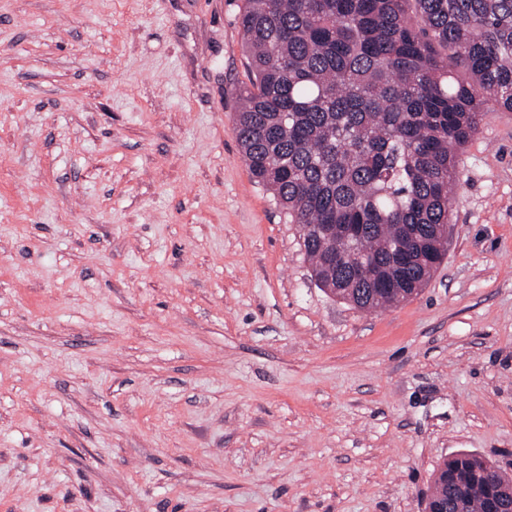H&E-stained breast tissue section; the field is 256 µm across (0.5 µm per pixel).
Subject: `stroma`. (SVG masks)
<instances>
[{
  "mask_svg": "<svg viewBox=\"0 0 512 512\" xmlns=\"http://www.w3.org/2000/svg\"><path fill=\"white\" fill-rule=\"evenodd\" d=\"M244 0H0V512H422L512 475V112L446 259L328 296L234 133ZM490 471L496 480L489 483ZM512 478L492 462L470 453H456L444 460L433 477L431 495L448 499V506L435 503L430 496L424 512H512ZM507 499L508 507H499ZM494 509V510H492Z\"/></svg>",
  "mask_w": 512,
  "mask_h": 512,
  "instance_id": "1",
  "label": "stroma"
}]
</instances>
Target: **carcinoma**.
Wrapping results in <instances>:
<instances>
[{
    "label": "carcinoma",
    "instance_id": "carcinoma-1",
    "mask_svg": "<svg viewBox=\"0 0 512 512\" xmlns=\"http://www.w3.org/2000/svg\"><path fill=\"white\" fill-rule=\"evenodd\" d=\"M240 24L235 136L312 278L361 310L408 300L450 224L456 151L485 102L512 112V0H245ZM431 494L512 512V478L470 453Z\"/></svg>",
    "mask_w": 512,
    "mask_h": 512
}]
</instances>
